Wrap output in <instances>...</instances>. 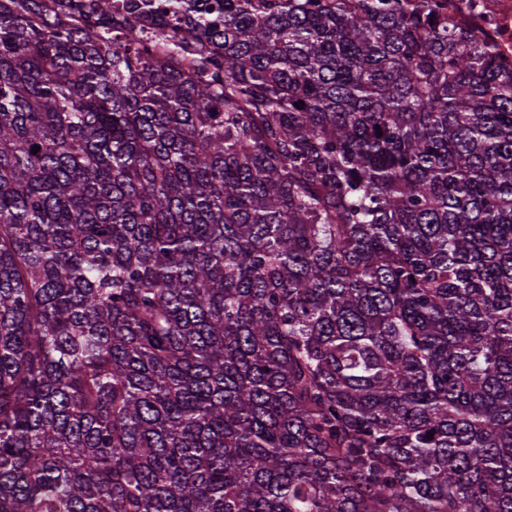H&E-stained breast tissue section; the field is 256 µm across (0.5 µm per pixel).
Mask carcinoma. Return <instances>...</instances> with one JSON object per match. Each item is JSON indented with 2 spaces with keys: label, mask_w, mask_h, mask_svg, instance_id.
<instances>
[{
  "label": "carcinoma",
  "mask_w": 512,
  "mask_h": 512,
  "mask_svg": "<svg viewBox=\"0 0 512 512\" xmlns=\"http://www.w3.org/2000/svg\"><path fill=\"white\" fill-rule=\"evenodd\" d=\"M0 512H512L487 47L429 0H0Z\"/></svg>",
  "instance_id": "carcinoma-1"
}]
</instances>
